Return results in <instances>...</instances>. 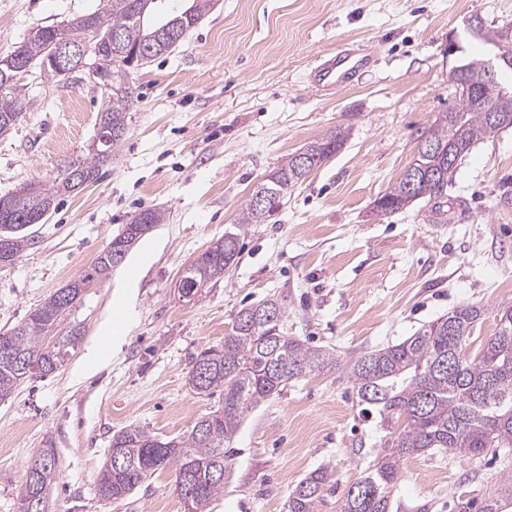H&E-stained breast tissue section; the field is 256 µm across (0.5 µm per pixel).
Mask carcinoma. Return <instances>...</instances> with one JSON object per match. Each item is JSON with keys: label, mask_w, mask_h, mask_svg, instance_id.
<instances>
[{"label": "carcinoma", "mask_w": 512, "mask_h": 512, "mask_svg": "<svg viewBox=\"0 0 512 512\" xmlns=\"http://www.w3.org/2000/svg\"><path fill=\"white\" fill-rule=\"evenodd\" d=\"M212 0H189L178 8L169 0H108L100 12L82 15L64 25L41 26L37 33L4 56L0 73H10L15 58L29 66L43 67L46 75L68 78L59 70L43 66L51 39L59 31L74 38L104 41L113 32L122 41L106 51L104 59L112 68V89L100 112L99 129L109 135L89 162H82L86 178L94 183L101 166L125 134L132 91L127 69L141 66L177 45L211 10ZM503 28L476 27L470 36L501 50ZM455 66L463 72L456 84L457 98L441 113L421 138L433 142L441 152H418L417 167L429 171L415 191L407 190L405 180L392 185L383 195L392 210H401L416 200H437L442 189L455 179L458 167L443 162L452 154L465 157L479 140L509 126L512 121V91L505 97L480 100L487 77L486 60L458 54ZM30 99L17 85L0 83V136L14 127L21 112L29 109ZM495 109L506 117L490 122L486 111ZM347 134L339 130L310 143L303 153L310 155L317 168L343 147ZM310 170L299 165L293 155L271 170L260 182L239 214V224H261L278 210L289 188L303 182ZM79 183L62 173L50 183L39 185L30 198V211L17 214L0 208V268L13 265L33 245L29 232L33 219L46 217L58 198L76 191ZM265 204H258V198ZM164 214L145 210L113 238L112 248L104 250L94 265L78 278L55 291L10 331L0 334V399L13 393L25 378L45 377L59 370L81 340L74 329L56 342L47 334L60 317L81 297L90 281L106 277L123 263L138 240L156 225ZM237 234L213 242L184 270L183 277L198 282L194 298L202 297L212 281L224 277L235 261ZM258 308L274 310L272 319L257 318ZM482 315L481 308L463 305L449 311L403 341L362 353L343 362L330 350L312 347L284 330L285 309L279 300L265 299L239 310L224 341L201 351L192 361L187 383L192 392L211 398L218 396V407L204 415V432L190 431L162 439L137 425H128L112 435L111 444L124 449L127 465L112 468L105 460L97 480V493L108 501L122 500L141 487L155 473L174 469V486L180 497L190 496L192 512H209L211 503L224 492V470L228 456L224 449L235 438L246 414L268 398L279 395L288 384L325 368L342 367L356 391L359 403L375 409L382 421L400 424L391 447L378 458L365 476L346 491L342 512H392V491L403 461L424 453L450 452L459 457H475L489 448H512V305L498 310L497 331L477 354H467V342ZM31 460L34 491L39 496V512L58 477L57 455L48 445ZM334 481L327 468L306 475L289 493L287 512H316L322 492ZM501 498L490 500L482 512H499L502 499L512 498V475L500 478Z\"/></svg>", "instance_id": "cac0c4a2"}]
</instances>
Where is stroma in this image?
I'll return each instance as SVG.
<instances>
[{"label":"stroma","mask_w":512,"mask_h":512,"mask_svg":"<svg viewBox=\"0 0 512 512\" xmlns=\"http://www.w3.org/2000/svg\"><path fill=\"white\" fill-rule=\"evenodd\" d=\"M106 3L0 0V55L33 27ZM475 16L490 30L512 25V0H213L171 53L129 69L134 104L101 180L62 198L35 225L34 245L0 269V334L84 274L142 211L166 219L64 314L56 335L82 332L69 361L0 401V512H16L26 463L48 444L60 473L47 512H183L171 469L120 502L99 497L98 474L122 428L172 437L215 409V399L190 390L187 372L247 305L277 298L289 335L346 359L474 304L483 315L467 351L478 352L498 310L512 305V126L473 146L438 202L375 207L455 100L445 49ZM341 47L369 65L348 87L316 91L317 59ZM20 82L32 107L0 137V196L54 180L92 157L98 139L103 89L58 83L37 67ZM341 128V150L289 189L265 223L239 231L256 185ZM234 232V264L201 298L182 300L185 267ZM105 335L113 345L101 366L83 370L88 347ZM389 437L341 370L293 381L245 416L210 512H285L289 492L319 467L335 481L317 512H341ZM510 472L512 452L495 448L409 457L392 512H465L464 502L485 501Z\"/></svg>","instance_id":"obj_1"}]
</instances>
